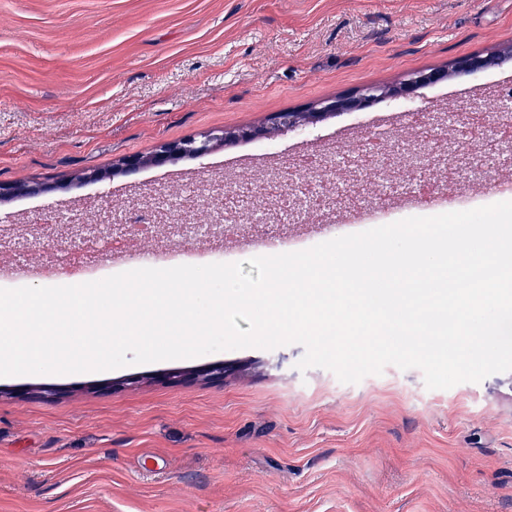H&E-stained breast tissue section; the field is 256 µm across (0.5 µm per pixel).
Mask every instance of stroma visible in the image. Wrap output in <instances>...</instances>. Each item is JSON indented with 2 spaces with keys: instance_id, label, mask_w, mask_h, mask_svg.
<instances>
[{
  "instance_id": "stroma-1",
  "label": "stroma",
  "mask_w": 512,
  "mask_h": 512,
  "mask_svg": "<svg viewBox=\"0 0 512 512\" xmlns=\"http://www.w3.org/2000/svg\"><path fill=\"white\" fill-rule=\"evenodd\" d=\"M497 53L475 74L457 59ZM417 90L455 147L460 106L512 86V0H0V183L46 192L0 200V288L34 285L13 267L73 252L33 237L46 212L97 228L101 211L266 176L302 154L334 158L345 187L370 128L404 147L369 180L413 190L437 165L397 102L326 116L202 158L122 172L130 155L213 130L259 127L420 70ZM102 173L99 181L90 180ZM243 234L180 240L185 263L229 251L251 272ZM299 344L78 374L0 377V512H512V375L428 389L386 366L355 384L300 371ZM226 366L223 378L202 371ZM181 371L176 381L162 377Z\"/></svg>"
}]
</instances>
